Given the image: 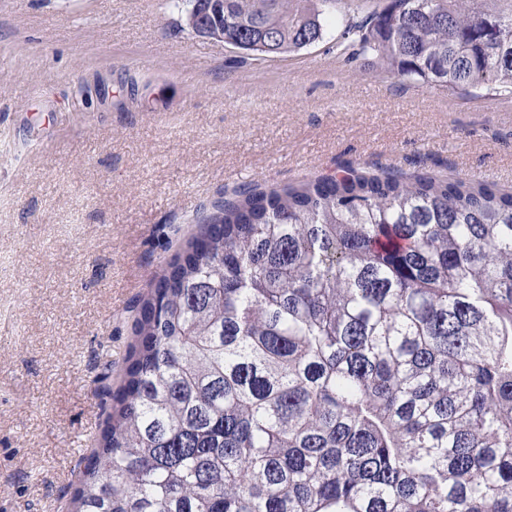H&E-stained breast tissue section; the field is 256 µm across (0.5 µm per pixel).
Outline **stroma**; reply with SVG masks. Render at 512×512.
I'll list each match as a JSON object with an SVG mask.
<instances>
[{
    "label": "stroma",
    "mask_w": 512,
    "mask_h": 512,
    "mask_svg": "<svg viewBox=\"0 0 512 512\" xmlns=\"http://www.w3.org/2000/svg\"><path fill=\"white\" fill-rule=\"evenodd\" d=\"M383 4L266 57L195 35L188 0H0V512H68L142 303L214 202L348 167L512 187V97L340 56Z\"/></svg>",
    "instance_id": "1"
}]
</instances>
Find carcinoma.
<instances>
[{
    "label": "carcinoma",
    "instance_id": "carcinoma-1",
    "mask_svg": "<svg viewBox=\"0 0 512 512\" xmlns=\"http://www.w3.org/2000/svg\"><path fill=\"white\" fill-rule=\"evenodd\" d=\"M189 0L262 56L352 0ZM342 52L512 95V11L387 0ZM136 323L71 512H512V192L340 175L214 204Z\"/></svg>",
    "mask_w": 512,
    "mask_h": 512
}]
</instances>
